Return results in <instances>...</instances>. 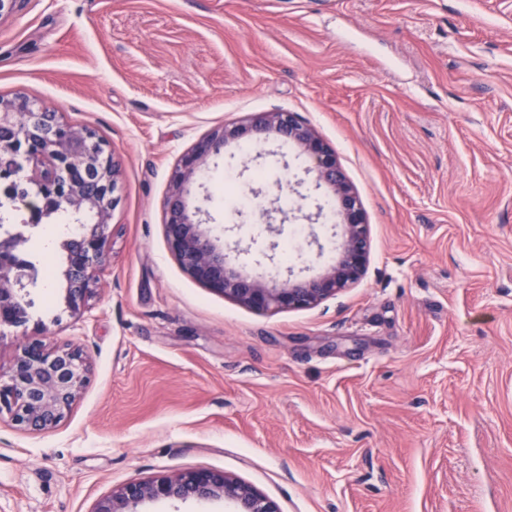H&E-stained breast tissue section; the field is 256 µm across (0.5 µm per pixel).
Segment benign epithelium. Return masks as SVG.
<instances>
[{
	"instance_id": "obj_1",
	"label": "benign epithelium",
	"mask_w": 512,
	"mask_h": 512,
	"mask_svg": "<svg viewBox=\"0 0 512 512\" xmlns=\"http://www.w3.org/2000/svg\"><path fill=\"white\" fill-rule=\"evenodd\" d=\"M270 135L308 157L309 171L331 190L336 203L335 256L312 276L289 271L285 277L277 272L266 279L234 268L210 225L201 223L188 206L189 186L212 155L231 143L240 146ZM118 173L113 150L91 131L63 122L60 113L23 95L0 96V194L23 206L30 226L62 210L74 219L75 230L61 242L64 300L74 313L92 298L94 266L110 249ZM163 210L166 237L180 266L204 287L258 313L316 307L358 283L369 266V224L358 196L335 150L294 112H256L213 129L175 167ZM25 244L20 234H0V328L28 321V306L18 288ZM90 374V364L77 347L23 343L9 369H0V423L31 432L56 427ZM159 500L222 501L227 512H280L275 501L251 486L211 470L130 481L101 498L92 512H144L145 504Z\"/></svg>"
}]
</instances>
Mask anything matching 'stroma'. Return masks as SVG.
Segmentation results:
<instances>
[{
    "label": "stroma",
    "mask_w": 512,
    "mask_h": 512,
    "mask_svg": "<svg viewBox=\"0 0 512 512\" xmlns=\"http://www.w3.org/2000/svg\"><path fill=\"white\" fill-rule=\"evenodd\" d=\"M93 131L120 162L112 246L81 313L27 281L19 345L79 347L88 385L53 429L0 424V512H91L132 480L228 473L280 512H512V0H25L0 16V96ZM288 110L336 151L370 229L364 278L260 314L172 254L173 168L213 128ZM228 145L188 202L236 268L317 271L328 192L275 139ZM302 178L298 192L288 184ZM301 242L261 258L224 183Z\"/></svg>",
    "instance_id": "35a3bbf8"
}]
</instances>
